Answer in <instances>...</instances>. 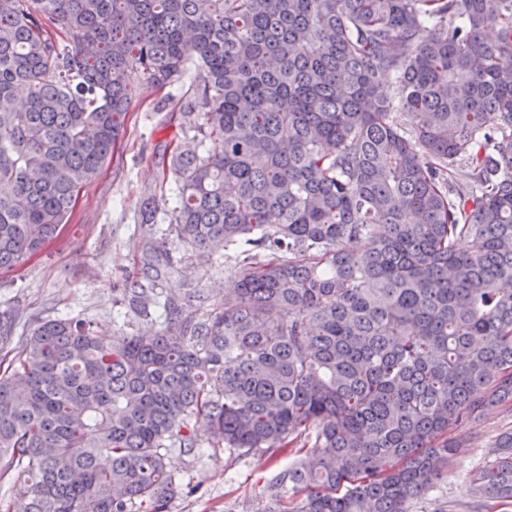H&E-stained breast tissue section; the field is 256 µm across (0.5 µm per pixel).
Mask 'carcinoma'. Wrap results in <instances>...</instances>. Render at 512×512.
<instances>
[{"mask_svg": "<svg viewBox=\"0 0 512 512\" xmlns=\"http://www.w3.org/2000/svg\"><path fill=\"white\" fill-rule=\"evenodd\" d=\"M187 71L170 223L231 282L158 301L147 234L119 293L159 329L38 321L0 359V480L24 512H168L201 419L230 452L314 440L268 512H408L512 405V0H0V273ZM490 455L472 494L512 501V431Z\"/></svg>", "mask_w": 512, "mask_h": 512, "instance_id": "1", "label": "carcinoma"}]
</instances>
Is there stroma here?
<instances>
[{
	"label": "stroma",
	"mask_w": 512,
	"mask_h": 512,
	"mask_svg": "<svg viewBox=\"0 0 512 512\" xmlns=\"http://www.w3.org/2000/svg\"><path fill=\"white\" fill-rule=\"evenodd\" d=\"M189 78L156 90L140 87L132 100L123 137L103 168L78 194L61 233L43 252L21 267L0 274V315H13L21 330L37 321L64 317L93 323L99 335L137 334L150 319L121 302L117 285L136 273L141 229L138 217L147 191H155L162 208L154 237L177 268L159 290L180 292L203 287L206 280L229 276L223 251H216L209 272H202L191 249L171 228L168 215L176 205L174 183L162 177L173 144L182 142L190 118L177 101ZM512 429V408L494 406L461 425L464 436L442 481L412 504V512H476L471 478L485 464L489 444ZM196 446L173 452L170 466L192 493H181L169 512H266L269 486L298 457L295 448L263 457L230 453L214 447L205 424L194 426Z\"/></svg>",
	"instance_id": "obj_1"
}]
</instances>
